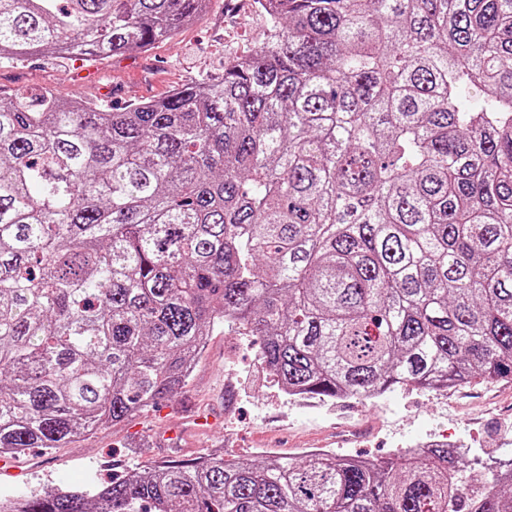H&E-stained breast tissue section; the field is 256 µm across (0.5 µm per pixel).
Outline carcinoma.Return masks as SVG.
<instances>
[{"instance_id": "1", "label": "carcinoma", "mask_w": 512, "mask_h": 512, "mask_svg": "<svg viewBox=\"0 0 512 512\" xmlns=\"http://www.w3.org/2000/svg\"><path fill=\"white\" fill-rule=\"evenodd\" d=\"M209 0H0V59L146 51ZM224 73L109 112L0 100V454L185 388L224 325L288 394L512 381V0H256ZM442 445L224 457L18 512H512Z\"/></svg>"}]
</instances>
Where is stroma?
Returning a JSON list of instances; mask_svg holds the SVG:
<instances>
[{"label": "stroma", "mask_w": 512, "mask_h": 512, "mask_svg": "<svg viewBox=\"0 0 512 512\" xmlns=\"http://www.w3.org/2000/svg\"><path fill=\"white\" fill-rule=\"evenodd\" d=\"M265 31L254 0H213L208 14L144 53L88 62L0 59V98L50 90L116 112L223 71L253 50ZM507 431H512L510 382L475 380L445 391L403 387L373 403L306 398L294 404L267 379L258 342L218 328L183 393L54 451L26 449L15 455L12 473L0 472V492L105 483L149 463L189 461L213 451L228 460L253 456L260 448L297 460L310 448L381 458L444 432L467 447L471 466L493 470ZM167 437L170 447L138 455L144 442Z\"/></svg>", "instance_id": "1"}]
</instances>
